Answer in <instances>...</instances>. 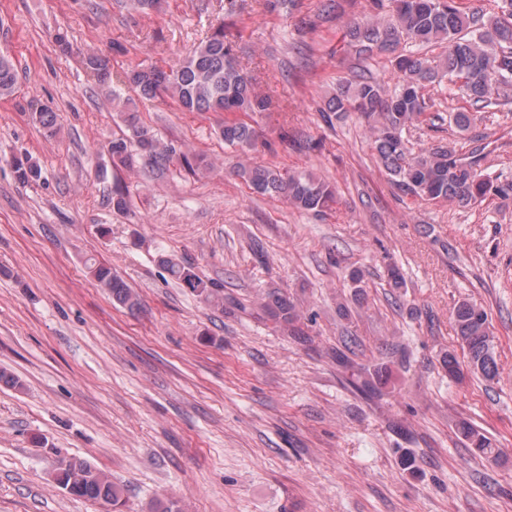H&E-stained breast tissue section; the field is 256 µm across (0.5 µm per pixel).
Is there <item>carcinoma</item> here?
<instances>
[{
	"label": "carcinoma",
	"mask_w": 512,
	"mask_h": 512,
	"mask_svg": "<svg viewBox=\"0 0 512 512\" xmlns=\"http://www.w3.org/2000/svg\"><path fill=\"white\" fill-rule=\"evenodd\" d=\"M131 14H148L158 9L160 0H118ZM346 37L361 55L375 51L394 55L404 79L399 91L384 93L376 81L346 82L337 86L323 109L324 119L332 122L347 112H357L370 124L377 156L395 185L405 194L424 200H447L466 208L494 194L512 196V182L496 183L479 172L480 149L466 160L455 151L437 146L417 155L410 153L403 132L419 121L430 105L422 88L448 79L461 81L460 89L486 108L499 104L498 85L512 76V0H504L501 14L485 22L467 15L456 0H395L392 18L386 21L361 19L353 22ZM419 46L446 45L440 59L406 56L397 53L401 42ZM83 65L100 85L107 89L115 109L126 113L129 135L114 138L109 148L115 166L132 164L129 144L138 146L148 164L163 170L175 149L164 144L149 127L140 124L120 92L111 87L110 60L99 53L83 58ZM124 82L146 99L166 97L183 112H222L224 124L220 135L224 144L246 152L255 146L256 133L249 118L263 112L268 98L255 87L254 79L241 66L233 48L225 40L224 23H219L186 58L166 68L137 66L125 73ZM17 73L9 56L0 53V98L15 92ZM17 180L29 184L39 180L40 168L33 163H16ZM235 173L253 192L263 196L283 197L297 210L319 214L335 202V189L310 172L241 160ZM90 275L112 301L128 309L139 304V295L102 263L88 266ZM171 275L191 294L224 307V289L206 282L189 268L169 266ZM267 306L272 309L291 336H301L297 326L299 312L295 305L274 291ZM458 339L467 355L470 375L492 381L497 375L495 343L488 327L486 311L468 301H461L453 312ZM460 434L468 445L493 461L501 451L479 430L462 425ZM55 481L67 493L92 501L122 505V489L111 477L88 461L72 457L60 460Z\"/></svg>",
	"instance_id": "carcinoma-1"
}]
</instances>
